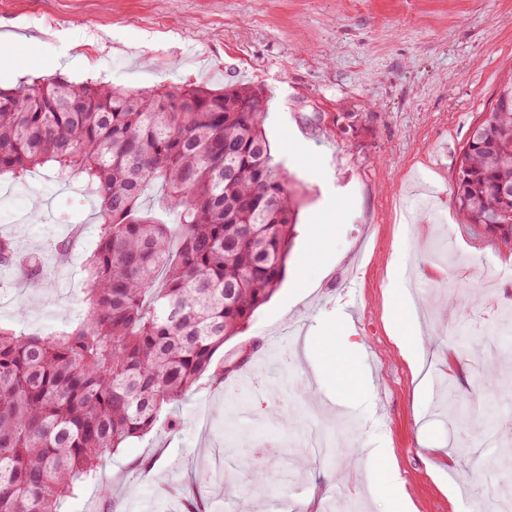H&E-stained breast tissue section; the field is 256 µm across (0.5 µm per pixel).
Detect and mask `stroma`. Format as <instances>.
<instances>
[{
  "instance_id": "35a3bbf8",
  "label": "stroma",
  "mask_w": 512,
  "mask_h": 512,
  "mask_svg": "<svg viewBox=\"0 0 512 512\" xmlns=\"http://www.w3.org/2000/svg\"><path fill=\"white\" fill-rule=\"evenodd\" d=\"M31 46L26 72L12 47ZM512 73V0H0V87L63 75L149 91L168 84L246 85L266 102L271 154L298 202L283 282L239 338L249 362L225 383L201 378L171 414L177 429L105 454L62 512H396L373 453L394 457L418 512H486L504 464L470 427L437 414L451 383L484 412L477 352L442 337L459 319L485 329L512 310V244L465 224L453 202L457 157L471 126ZM91 203L39 172L0 181V236L38 253L43 286L0 266V325L62 330L85 310L83 261L97 239ZM70 244L67 257L54 246ZM415 279L424 384L387 331L388 272ZM363 374L345 388L340 367ZM252 441L280 442L260 486L246 462L225 469V410ZM335 435L333 463L292 443L303 417ZM475 442L467 458L462 442ZM305 475L287 479L295 458ZM459 486L457 496L446 488Z\"/></svg>"
}]
</instances>
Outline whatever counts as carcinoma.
I'll use <instances>...</instances> for the list:
<instances>
[{
    "instance_id": "1",
    "label": "carcinoma",
    "mask_w": 512,
    "mask_h": 512,
    "mask_svg": "<svg viewBox=\"0 0 512 512\" xmlns=\"http://www.w3.org/2000/svg\"><path fill=\"white\" fill-rule=\"evenodd\" d=\"M249 86L171 84L134 92L59 75L0 88V178L50 164L94 199L98 244L85 260L86 310L47 335L0 327V512H59L101 459L157 425L280 286L297 223L287 175ZM457 159L455 206L468 224L512 240V101ZM161 190L159 211L143 197ZM0 263L41 267L0 237ZM448 346L509 343L448 326Z\"/></svg>"
}]
</instances>
